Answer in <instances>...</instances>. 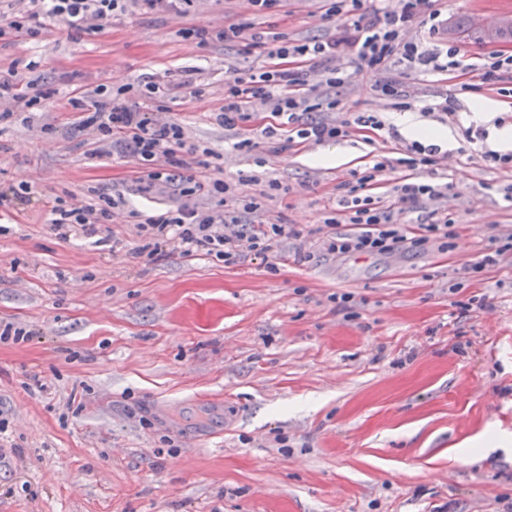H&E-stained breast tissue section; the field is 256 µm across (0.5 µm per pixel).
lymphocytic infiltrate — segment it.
Instances as JSON below:
<instances>
[{"mask_svg": "<svg viewBox=\"0 0 512 512\" xmlns=\"http://www.w3.org/2000/svg\"><path fill=\"white\" fill-rule=\"evenodd\" d=\"M191 0H7L0 9V36L12 30L30 37L41 35L47 22L62 23L72 33H96L102 23L137 12L184 13ZM327 16L343 21L342 31L334 40L293 43L287 35L276 33L264 37L253 33L251 24L235 28L231 35L239 38L247 54L263 58L256 70L227 69L224 80V103L216 120L225 128L250 126L249 135L234 143L233 148L253 155L257 166H265L268 156L287 148L308 144L321 145L351 137L358 131H385L388 139L399 141L396 128L385 126L374 115L357 114L337 122L313 119V112L335 109L337 99L328 89L348 83L353 73L366 70L382 74L374 87L378 96L402 99L401 76L411 73L427 75L451 72L457 78H476L484 84L512 79V54L489 53L479 63H464L459 47L425 50L411 40V32L428 26L438 32L442 11L435 0H381L380 6L365 7L364 0H331ZM220 28H186L180 35L207 46L224 41ZM351 55L353 71L334 69L322 84L310 83L306 71L291 67L290 62L331 60ZM35 62L14 59L9 76L0 80V125L15 121L30 123V114L58 96V89L45 86L36 76ZM187 90L198 95L203 86L194 69L176 84H164L152 78L144 81L140 101H130L124 90L109 91L97 86L88 98L73 97L69 104L78 112L80 128L98 133L99 154H109L112 146L140 165L135 181L143 193L153 191L178 196L179 201L149 216L129 210L128 216L141 239L132 252L157 260L168 250L191 258L199 254L214 257L225 265L236 264L242 250L261 256L285 260L284 241L303 238L304 232L292 224H241L236 216L252 214L263 202L273 200L281 191L274 179L258 175L224 179L223 168L211 162L213 152L203 148L194 159H186L183 149L187 130L178 120H161L149 103L157 98ZM271 112L274 121L263 127H251L253 112ZM286 119L287 135H280L277 119ZM436 145L415 141L404 145L396 159L379 157L364 171L353 172L347 195L336 207L327 210L325 226L332 235L323 237L320 248L337 256L388 254L413 250L436 243L448 250L456 236L455 224L436 203L448 193V183L438 181ZM405 167L407 175L397 177L389 206L380 205L373 191L386 171ZM432 204L431 220L425 224L401 222L402 214L421 204ZM121 196L99 194L97 202L75 204L63 197L42 200L49 214L52 230L60 238H91L111 223L114 209L124 206Z\"/></svg>", "mask_w": 512, "mask_h": 512, "instance_id": "f902f5d3", "label": "lymphocytic infiltrate"}]
</instances>
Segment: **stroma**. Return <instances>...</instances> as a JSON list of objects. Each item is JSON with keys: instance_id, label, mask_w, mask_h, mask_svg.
<instances>
[{"instance_id": "stroma-1", "label": "stroma", "mask_w": 512, "mask_h": 512, "mask_svg": "<svg viewBox=\"0 0 512 512\" xmlns=\"http://www.w3.org/2000/svg\"><path fill=\"white\" fill-rule=\"evenodd\" d=\"M444 29L415 39L446 42L456 19L466 58L492 51L483 33L512 18V0H439ZM326 0H282L251 14L244 0H193L185 15H127L96 34L71 36L49 24L39 37L0 39V77L26 57L59 96L30 125L0 131V187L30 185L42 195L123 193L129 208L153 214L168 195L136 192L134 158L101 156L93 130H77L69 98L96 86H134L147 76L179 80L203 71L199 96L160 99L189 143L224 156V175L251 171L234 151L235 132L213 115L224 103V69L256 66L236 37L199 46L182 28L255 31L296 42L339 35ZM379 76L361 72L331 89L333 119L375 112L393 125L399 107L379 99ZM408 107L444 125L437 168L451 185L438 206L456 225L449 250L435 245L392 255L339 258L316 233L343 183L396 146L357 134L301 145L270 157L264 175L287 187L244 224L282 222L307 231L311 251L269 271L247 254L234 266L208 256L130 258L139 238L123 213L100 242L59 239L31 205L0 234V325L24 333L0 343V512H512V451H463L488 429L512 434V252L499 267L457 279L487 240L512 232L503 188L512 170L468 157L464 131L477 100L503 103L512 126V81L461 89L448 73L409 75ZM455 96L439 119L427 106ZM344 155L339 165L312 155ZM120 238L123 250L112 248ZM353 297L338 309L333 294Z\"/></svg>"}]
</instances>
